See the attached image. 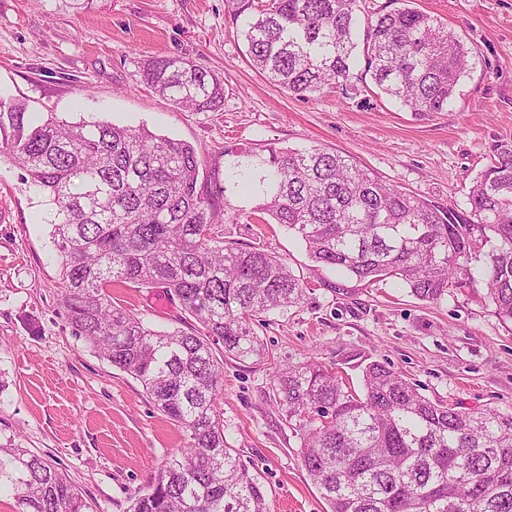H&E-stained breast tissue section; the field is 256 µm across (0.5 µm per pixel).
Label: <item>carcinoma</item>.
<instances>
[{
	"label": "carcinoma",
	"instance_id": "cac0c4a2",
	"mask_svg": "<svg viewBox=\"0 0 512 512\" xmlns=\"http://www.w3.org/2000/svg\"><path fill=\"white\" fill-rule=\"evenodd\" d=\"M358 0H236L251 66L299 96L353 78ZM365 71L378 94L419 118L446 112L470 73L471 51L448 25L386 0L367 18ZM141 83L191 112L224 108V79L184 57H152ZM20 100L0 99L7 152L55 205L60 307L75 336L139 381L180 428L170 455L132 512H270L260 475L224 438L216 351L258 361L266 315L302 302L304 278L262 246L224 240L222 224L273 222L296 233L312 262L366 285L395 279L425 302L474 282L512 323V141L492 147L468 194L440 206L382 180L354 158L312 146L224 150L205 171L191 144L144 127L38 124ZM251 190L234 208L228 192ZM163 288L189 330L159 331L112 302V286ZM361 368V387L312 360L277 367L276 407L300 435L298 453L327 512H512V412H463L433 401L387 365ZM17 512H89L44 456L0 445V492Z\"/></svg>",
	"mask_w": 512,
	"mask_h": 512
}]
</instances>
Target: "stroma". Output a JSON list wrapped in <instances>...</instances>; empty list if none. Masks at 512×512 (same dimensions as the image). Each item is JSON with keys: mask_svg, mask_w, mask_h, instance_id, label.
I'll list each match as a JSON object with an SVG mask.
<instances>
[{"mask_svg": "<svg viewBox=\"0 0 512 512\" xmlns=\"http://www.w3.org/2000/svg\"><path fill=\"white\" fill-rule=\"evenodd\" d=\"M472 53L452 108L425 119L376 95L357 58L346 87L297 96L250 65L234 0H0V97L25 101L33 119L143 126L193 145L204 168L224 149L254 144L346 153L387 183L459 210L500 141L512 140V0H412ZM192 59L224 78V109L186 112L147 91L143 60ZM0 441L51 461L94 512H132L180 431L142 385L74 336L59 307L54 206L0 153ZM228 238L287 258L308 283L296 307L267 314L265 359H225L218 410L224 436L268 488L271 512H326L274 404L277 364L314 360L356 383L360 354L401 371L422 394L461 411L512 410V325L480 283L430 303L394 280L366 287L317 266L276 224H228ZM115 302L160 329L183 328L179 300L127 286Z\"/></svg>", "mask_w": 512, "mask_h": 512, "instance_id": "stroma-1", "label": "stroma"}]
</instances>
